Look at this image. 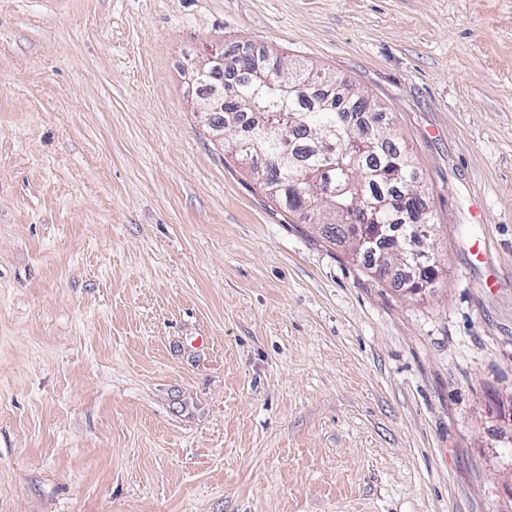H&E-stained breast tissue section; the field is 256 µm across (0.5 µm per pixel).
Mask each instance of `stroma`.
<instances>
[{
  "label": "stroma",
  "mask_w": 512,
  "mask_h": 512,
  "mask_svg": "<svg viewBox=\"0 0 512 512\" xmlns=\"http://www.w3.org/2000/svg\"><path fill=\"white\" fill-rule=\"evenodd\" d=\"M216 45L373 96L433 288L212 141ZM0 512H512V0H0Z\"/></svg>",
  "instance_id": "1"
}]
</instances>
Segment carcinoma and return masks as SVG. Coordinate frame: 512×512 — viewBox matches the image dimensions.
<instances>
[{
    "instance_id": "cac0c4a2",
    "label": "carcinoma",
    "mask_w": 512,
    "mask_h": 512,
    "mask_svg": "<svg viewBox=\"0 0 512 512\" xmlns=\"http://www.w3.org/2000/svg\"><path fill=\"white\" fill-rule=\"evenodd\" d=\"M225 70L235 80L224 85V112L213 127L224 130V150L232 155L270 159L269 168H251L269 198L290 213H308L315 227L384 225L375 239L361 232L350 238L352 253L369 270L383 248L396 244L391 235L403 224L417 225L416 247L429 243L427 188L369 95L269 52L247 49ZM294 84L304 85L305 94L284 97L281 86ZM319 85L336 92L320 97L312 92ZM386 259L405 287H433L435 262L420 266L411 255L403 262L397 251Z\"/></svg>"
}]
</instances>
